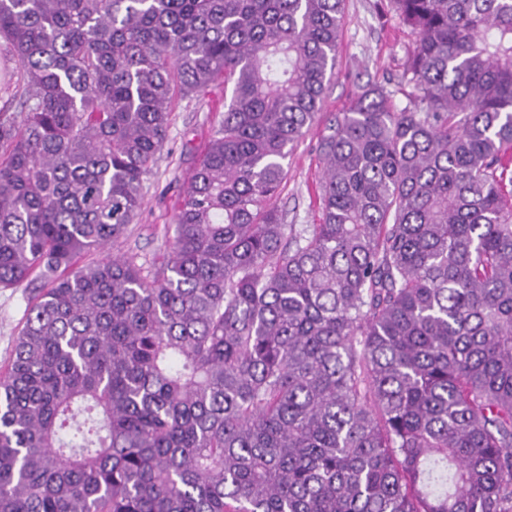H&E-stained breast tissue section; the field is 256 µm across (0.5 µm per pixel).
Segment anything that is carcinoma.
<instances>
[{"label":"carcinoma","mask_w":512,"mask_h":512,"mask_svg":"<svg viewBox=\"0 0 512 512\" xmlns=\"http://www.w3.org/2000/svg\"><path fill=\"white\" fill-rule=\"evenodd\" d=\"M418 35L274 206L345 0H0V512H512V0H389ZM232 85L146 277L174 102ZM34 287L0 288V369H5L24 323Z\"/></svg>","instance_id":"cac0c4a2"}]
</instances>
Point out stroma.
<instances>
[{"mask_svg":"<svg viewBox=\"0 0 512 512\" xmlns=\"http://www.w3.org/2000/svg\"><path fill=\"white\" fill-rule=\"evenodd\" d=\"M416 41V32L400 22L389 0H346L335 75L322 110L285 161L287 180L277 199L285 223L302 229L320 221L322 163L318 145L328 118L346 111L370 85L394 91L397 107L406 105V98L396 89ZM230 95V88L219 80L204 96L177 103L167 141L152 166L136 219L105 252L86 255V262L98 261L106 253L127 256L148 272L161 260L169 249V226L195 166L224 118V101ZM33 295L30 287L0 288V369L9 362Z\"/></svg>","mask_w":512,"mask_h":512,"instance_id":"obj_1","label":"stroma"}]
</instances>
